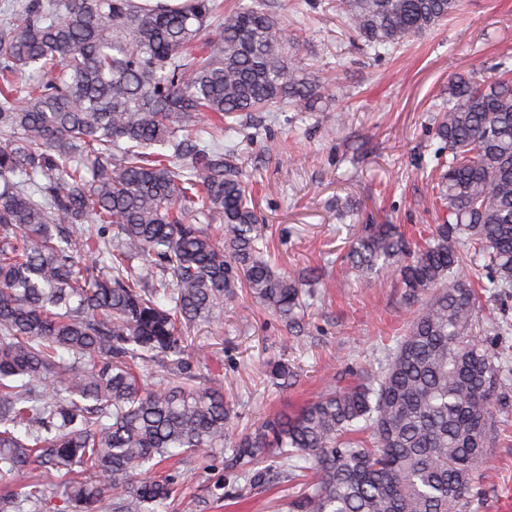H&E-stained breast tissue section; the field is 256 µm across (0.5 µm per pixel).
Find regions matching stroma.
<instances>
[{
    "mask_svg": "<svg viewBox=\"0 0 512 512\" xmlns=\"http://www.w3.org/2000/svg\"><path fill=\"white\" fill-rule=\"evenodd\" d=\"M287 22L302 62L324 77L321 109L265 112L238 122L237 163L252 192L266 242L287 271L314 270L316 288L302 337L245 301L225 306L217 323L194 331V352L224 388L246 431L291 413L353 372L378 370L381 337L398 336L413 315L392 280L366 282L342 271L356 219L428 233L438 222L430 172L439 146L433 117L448 99L449 78L475 68L492 74L512 58V0H465L444 25L397 52L373 58L350 37L330 0H267ZM282 358L295 372L290 386L268 380L262 364ZM494 445L470 512H512V407L501 414ZM231 453L174 464L180 491L168 512H287L288 485L249 490ZM223 495L208 498L209 487Z\"/></svg>",
    "mask_w": 512,
    "mask_h": 512,
    "instance_id": "stroma-1",
    "label": "stroma"
}]
</instances>
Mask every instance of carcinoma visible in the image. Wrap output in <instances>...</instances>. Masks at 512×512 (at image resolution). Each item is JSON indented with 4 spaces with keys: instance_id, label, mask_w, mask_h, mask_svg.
Here are the masks:
<instances>
[{
    "instance_id": "1",
    "label": "carcinoma",
    "mask_w": 512,
    "mask_h": 512,
    "mask_svg": "<svg viewBox=\"0 0 512 512\" xmlns=\"http://www.w3.org/2000/svg\"><path fill=\"white\" fill-rule=\"evenodd\" d=\"M375 54L457 14L462 0H336ZM263 5L218 0H5L0 7V512H158L178 456L233 451L250 488L286 476L290 512H466L487 478L512 359L481 299L512 297V67L448 80L420 243L361 223L345 256L399 281L416 307L382 370L254 433L232 427L191 330L244 292L292 336L304 279L272 260L224 118L310 112L323 82ZM218 222L220 238L201 226ZM100 262L89 264L84 256ZM139 260L141 264L133 265ZM155 365L163 382L139 372ZM271 380L294 375L269 361ZM273 453V464L257 458ZM62 488L25 478L34 463Z\"/></svg>"
}]
</instances>
